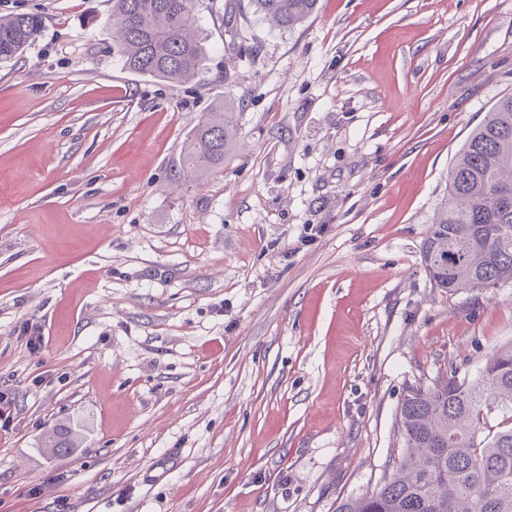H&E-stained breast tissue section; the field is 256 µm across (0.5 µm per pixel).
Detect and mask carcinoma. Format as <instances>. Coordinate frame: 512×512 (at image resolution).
Masks as SVG:
<instances>
[{"label": "carcinoma", "instance_id": "cac0c4a2", "mask_svg": "<svg viewBox=\"0 0 512 512\" xmlns=\"http://www.w3.org/2000/svg\"><path fill=\"white\" fill-rule=\"evenodd\" d=\"M254 12L292 29L318 0H250ZM199 0H112V51L124 67L171 84L204 69L205 38L195 29ZM37 13L0 15V63L16 58L45 26ZM236 125L233 104L206 113L184 148L200 174L224 162ZM512 93L501 96L468 137L448 174L421 258L431 281L455 292L512 281ZM402 460L370 495L345 498L336 512H512V342L471 378L456 372L404 394L396 418ZM67 422L46 429L40 448L61 456L81 447Z\"/></svg>", "mask_w": 512, "mask_h": 512}]
</instances>
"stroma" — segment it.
<instances>
[{
	"label": "stroma",
	"instance_id": "35a3bbf8",
	"mask_svg": "<svg viewBox=\"0 0 512 512\" xmlns=\"http://www.w3.org/2000/svg\"><path fill=\"white\" fill-rule=\"evenodd\" d=\"M16 13L47 20L0 65V512L375 491L406 389L512 341V282L449 293L421 263L459 150L512 92V0H318L291 30L200 0L206 66L178 85L112 53V0H0ZM221 100L235 145L188 173ZM59 421L85 440L51 458Z\"/></svg>",
	"mask_w": 512,
	"mask_h": 512
}]
</instances>
